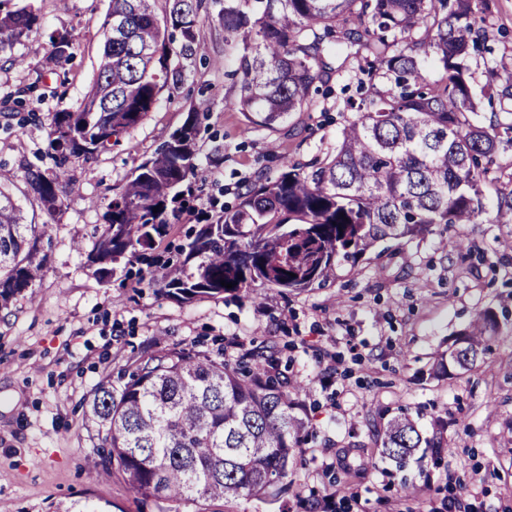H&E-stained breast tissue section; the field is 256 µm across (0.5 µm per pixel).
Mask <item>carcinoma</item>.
Instances as JSON below:
<instances>
[{
	"mask_svg": "<svg viewBox=\"0 0 512 512\" xmlns=\"http://www.w3.org/2000/svg\"><path fill=\"white\" fill-rule=\"evenodd\" d=\"M111 0L101 28L102 55L83 107L52 114L49 172L29 168L24 180L48 214L67 198L69 168L118 144L155 111L161 94L186 79L185 61L206 53L198 29L205 0ZM222 4L227 45L236 49L237 111L249 129H273L313 102L330 69L332 41L365 54L359 71L371 81L335 149L309 167L287 164L275 178L240 188L177 249L170 269L152 275L168 297L183 302L224 294L252 302L257 289L280 294L323 288L345 263L378 245L413 237L431 225L475 224L488 213L484 187L500 182L512 150V117L477 121L480 100L468 65L479 50L474 0H214ZM41 22L22 0H0V52L13 49ZM67 32L48 35L58 65L74 47ZM441 77L429 83L426 61ZM200 112H191L178 139L169 138L113 194L92 259L113 273L133 265L169 237L194 209L188 182L200 156ZM0 173V307L35 284L45 228L24 224ZM158 212H153V208ZM234 284L228 289L220 281ZM486 310L461 333L465 352L451 348L437 371L477 366L496 333ZM238 365L194 348L144 353L128 380L107 379L90 406L101 423L98 460L116 464L137 498L177 504L265 501L284 490L304 454L308 420L297 412L292 381L274 370L273 356L249 355ZM382 456L400 469L422 449L435 456L442 436H424L407 412L381 431Z\"/></svg>",
	"mask_w": 512,
	"mask_h": 512,
	"instance_id": "obj_1",
	"label": "carcinoma"
}]
</instances>
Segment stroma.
Returning <instances> with one entry per match:
<instances>
[{"label":"stroma","mask_w":512,"mask_h":512,"mask_svg":"<svg viewBox=\"0 0 512 512\" xmlns=\"http://www.w3.org/2000/svg\"><path fill=\"white\" fill-rule=\"evenodd\" d=\"M42 17L28 38L36 54L24 67L0 58V96L22 93L23 117L0 106V171L25 223L42 224L43 275L0 309V503L12 512H55L72 502L105 512H224L220 502L180 506L140 499L121 472L93 468L99 427L85 412L102 379L117 378L147 351L192 347L229 361L262 351L301 382L298 399L311 426L304 461L273 502L240 501L235 512H512V214L492 210L476 224L435 226L391 240L355 269L341 268L326 287L300 294L267 293L254 304L232 296L181 302L162 294L138 270L103 277L90 262L112 195L134 167L179 129L190 108L206 104L192 181L199 207L219 212L238 186L277 177L285 162L307 164L335 148L361 96L365 76L346 47L330 59L325 90L311 111L277 129H245L228 76L217 6L199 27L205 57L187 62L173 96L97 159L72 164V190L60 211L44 212L23 179L28 167L53 166L47 154L52 113L84 102L103 45L110 0H30ZM479 52L470 67L475 88L512 79V0H492L483 16ZM69 31L73 58L49 63L45 34ZM464 237L469 248L444 246ZM499 329L471 372L434 373L479 311ZM420 411L423 435L442 431L441 462L424 458L409 475L419 488L404 497L382 458L378 431L397 409Z\"/></svg>","instance_id":"35a3bbf8"}]
</instances>
